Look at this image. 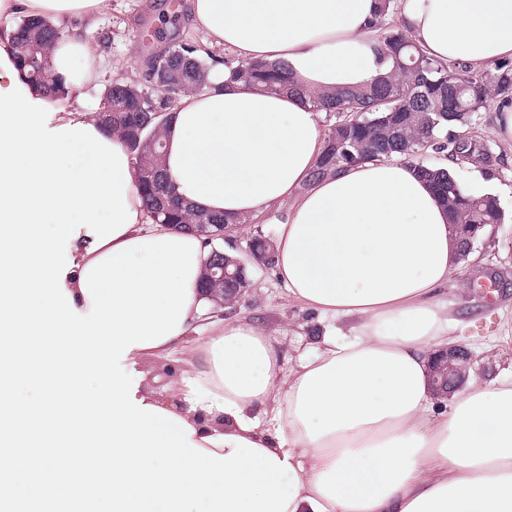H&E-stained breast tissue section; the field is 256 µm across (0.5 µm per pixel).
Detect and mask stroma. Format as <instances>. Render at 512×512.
Wrapping results in <instances>:
<instances>
[{"mask_svg": "<svg viewBox=\"0 0 512 512\" xmlns=\"http://www.w3.org/2000/svg\"><path fill=\"white\" fill-rule=\"evenodd\" d=\"M87 39L94 57L77 59L76 65L90 67L93 77L76 86L70 96L71 104L85 112L97 107L104 85L115 79L142 80L144 58L178 41L210 47L212 54L222 59L231 57L223 47L210 46L206 33L194 27L189 0H110ZM495 118L492 111L476 116L478 133L492 153V163L483 173L466 164H450L443 154L429 152L423 156L430 165H452L466 191L481 193L484 179L496 182L501 189V224L475 245V258L464 261L448 284V306L461 320L455 332L458 345L469 349L485 343L494 346L491 353L475 356L473 361V375L487 381L512 371V149L494 135ZM488 271L497 272L501 281L490 294L477 286L479 277ZM249 275L253 289L239 303L237 317L259 320L286 357L293 359L314 348L325 331L319 314L289 299L274 269L253 265Z\"/></svg>", "mask_w": 512, "mask_h": 512, "instance_id": "obj_1", "label": "stroma"}]
</instances>
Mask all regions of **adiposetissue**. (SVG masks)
I'll return each mask as SVG.
<instances>
[{
    "label": "adipose tissue",
    "instance_id": "obj_1",
    "mask_svg": "<svg viewBox=\"0 0 512 512\" xmlns=\"http://www.w3.org/2000/svg\"><path fill=\"white\" fill-rule=\"evenodd\" d=\"M107 0H0V26L47 15L70 36L54 59L69 82L89 56L84 36ZM424 53L484 67L512 59V0H399ZM377 0H191L193 24L242 60L283 66L306 90L358 87L391 63L373 28ZM304 94L242 84L182 95L165 130L164 164L194 208L252 220L291 207L275 239L276 275L293 301L328 327L315 352L282 368L260 324L214 318L199 282L181 332L142 360L181 353L187 365L137 398L191 425L193 443L246 438L288 457L299 479L287 512H512V373L469 377L445 407L431 393L434 352L454 345L458 318L445 289L461 267L448 212L414 164L365 162L310 182L325 132ZM92 239L70 243L64 283L81 313L80 277ZM348 329H341V322Z\"/></svg>",
    "mask_w": 512,
    "mask_h": 512
}]
</instances>
